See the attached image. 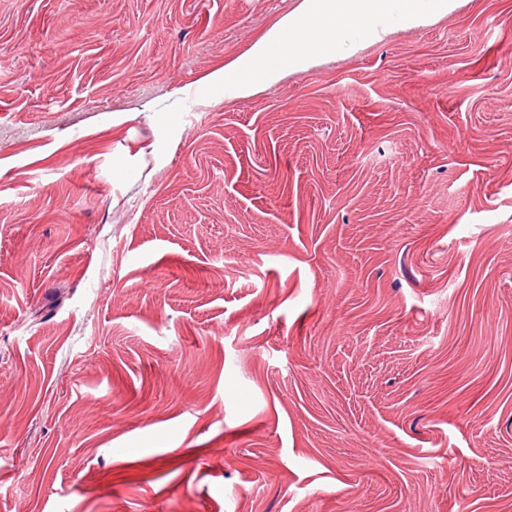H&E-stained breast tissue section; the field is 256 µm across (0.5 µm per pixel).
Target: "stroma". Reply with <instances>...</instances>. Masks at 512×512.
Returning <instances> with one entry per match:
<instances>
[{
  "label": "stroma",
  "mask_w": 512,
  "mask_h": 512,
  "mask_svg": "<svg viewBox=\"0 0 512 512\" xmlns=\"http://www.w3.org/2000/svg\"><path fill=\"white\" fill-rule=\"evenodd\" d=\"M300 2L0 0V512H512V0Z\"/></svg>",
  "instance_id": "obj_1"
}]
</instances>
